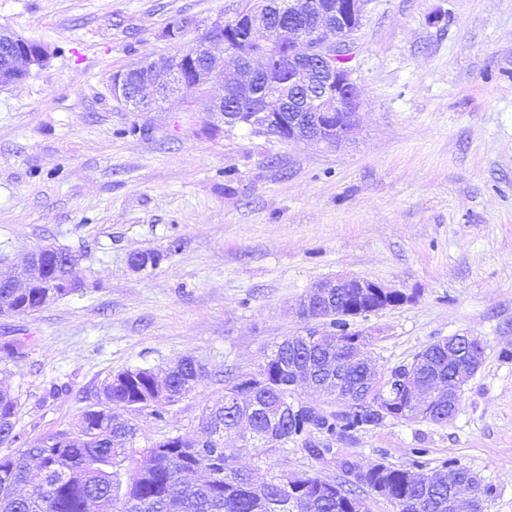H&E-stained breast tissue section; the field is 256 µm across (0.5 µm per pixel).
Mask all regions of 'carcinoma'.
I'll list each match as a JSON object with an SVG mask.
<instances>
[{
	"label": "carcinoma",
	"mask_w": 512,
	"mask_h": 512,
	"mask_svg": "<svg viewBox=\"0 0 512 512\" xmlns=\"http://www.w3.org/2000/svg\"><path fill=\"white\" fill-rule=\"evenodd\" d=\"M265 53L266 47L258 42L233 44L226 50L229 58ZM397 305V300L375 296L360 303L341 289L337 306L323 313L334 331L321 336L312 332L306 339L285 336L271 346L256 370L226 381L224 402L207 409L202 417L207 438L201 441L179 436L140 448L138 429L127 418L147 409L160 418L167 407L192 393L201 377L193 360L182 359L169 368L162 387L153 369H126L110 376L97 406L83 409L70 429L0 458V512H291V501L298 498L306 499L307 512H367L363 492L385 498L395 512H448V496H467L469 484L478 482L452 459L441 463L430 482L417 472L421 467L417 460L395 467L345 458L340 481H328L317 473L290 479L270 469L265 481L256 484L225 453L224 436L238 434L258 448L267 444L259 433L273 424L277 444L299 443L314 458L329 455L334 461L328 440L351 438L388 418H418L406 409L396 384L388 381L385 389L371 394L363 387L360 367L350 362L360 333L350 330L349 319ZM42 307L34 296L0 288V308L11 314L28 315ZM422 359L442 368L445 379L453 369L448 348L433 343L391 374L417 367ZM297 361L314 363L323 374L327 363L335 362L344 385L359 392L345 403L346 393L337 392L336 385L322 377L318 380L321 391L342 403L341 410L326 412L296 399L288 368ZM18 406V396L1 384V448L20 439ZM315 433L324 440H312ZM137 455L145 458L144 463L122 476L121 463ZM450 471L458 477L452 486L448 485Z\"/></svg>",
	"instance_id": "carcinoma-1"
}]
</instances>
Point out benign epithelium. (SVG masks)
I'll return each mask as SVG.
<instances>
[{
	"instance_id": "benign-epithelium-1",
	"label": "benign epithelium",
	"mask_w": 512,
	"mask_h": 512,
	"mask_svg": "<svg viewBox=\"0 0 512 512\" xmlns=\"http://www.w3.org/2000/svg\"><path fill=\"white\" fill-rule=\"evenodd\" d=\"M368 0H285L278 14L288 15V28L273 27V16L267 11L246 9L230 24L216 19L207 27L208 43H226V37L241 41H288L286 51L262 68L251 59L224 63V57L206 50L205 59L181 51L161 57L139 67L112 76V94L140 112L175 94L185 92L180 69L174 63L183 59L194 67L193 85L202 87L224 76L229 79L233 97L247 104L252 116L248 126L260 133L285 142H313L334 146L353 133L358 123L360 91L350 67L336 64V56L350 53L354 36L360 29ZM46 48L32 41H17L0 32V85L25 80L35 66L43 64ZM264 76V89L255 90L259 76ZM208 108L224 112V125L231 128L243 123L241 114L224 111V100L216 99ZM56 253L46 246L28 255L8 274L0 273V287L32 288L42 281L43 259ZM349 288L357 297L373 293L392 297L395 291L386 286L357 277H338L315 283L301 298L299 308L306 319L319 318L318 312L331 306L339 289ZM294 384L314 386V368L297 362L292 366ZM477 371L471 360L459 365L443 390L432 391L419 384L415 371L400 378V391L419 411L436 410L453 419L460 406L462 389Z\"/></svg>"
}]
</instances>
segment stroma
<instances>
[{
	"label": "stroma",
	"mask_w": 512,
	"mask_h": 512,
	"mask_svg": "<svg viewBox=\"0 0 512 512\" xmlns=\"http://www.w3.org/2000/svg\"><path fill=\"white\" fill-rule=\"evenodd\" d=\"M244 0H0V29L48 58L0 86V270L42 246L78 258L80 288L38 312L0 315L20 357L0 382L20 397L18 448L70 428L110 374L194 358L204 376L164 418L133 415L143 440L200 434L224 382L254 370L306 320L317 281L366 279L407 302L354 319L377 370L409 364L437 339L477 336L480 367L445 424L388 419L337 456L427 470L452 458L512 512V0H370L353 47L359 123L342 144L225 133L202 98L137 112L114 73L174 54ZM195 19L184 37L172 17ZM159 253L136 270L129 257ZM262 480L325 466L300 444L245 447Z\"/></svg>",
	"instance_id": "obj_1"
}]
</instances>
